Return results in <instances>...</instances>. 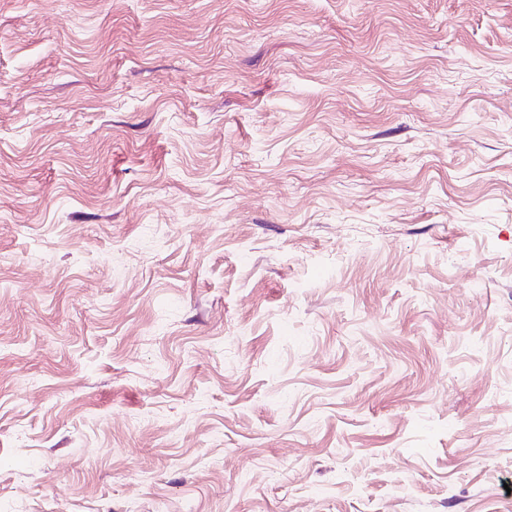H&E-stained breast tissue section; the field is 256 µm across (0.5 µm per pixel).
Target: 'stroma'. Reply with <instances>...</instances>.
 Instances as JSON below:
<instances>
[{
  "mask_svg": "<svg viewBox=\"0 0 512 512\" xmlns=\"http://www.w3.org/2000/svg\"><path fill=\"white\" fill-rule=\"evenodd\" d=\"M0 512H512V0H0Z\"/></svg>",
  "mask_w": 512,
  "mask_h": 512,
  "instance_id": "35a3bbf8",
  "label": "stroma"
}]
</instances>
